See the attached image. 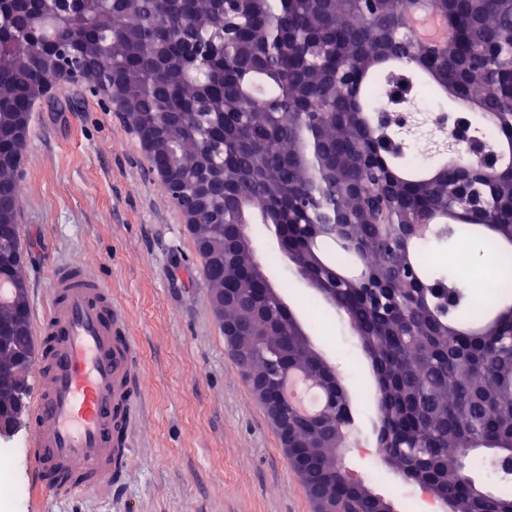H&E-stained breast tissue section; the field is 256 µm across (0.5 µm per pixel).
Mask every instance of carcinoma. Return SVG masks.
Returning <instances> with one entry per match:
<instances>
[{"label":"carcinoma","mask_w":512,"mask_h":512,"mask_svg":"<svg viewBox=\"0 0 512 512\" xmlns=\"http://www.w3.org/2000/svg\"><path fill=\"white\" fill-rule=\"evenodd\" d=\"M444 37L420 45L409 25L413 0H35L18 25L0 4V100L20 109L23 92L69 79L39 69L41 43L65 45L81 60L88 86L112 81L139 113L135 133L157 165L179 180L221 169L224 223L204 217L207 284L252 290L249 234L235 224L280 229L297 271L317 288L336 289L367 351L377 385L376 440L385 461L433 485L460 512H512V498L466 487L460 461L477 449L512 448V0H435ZM468 107L473 141L497 159L489 173L461 152L425 164L395 141L382 110L441 95ZM464 168L479 182L488 214L452 200L450 176ZM16 171L0 162V203L16 204ZM459 238L501 262L493 309L471 317L481 282L438 272L421 241ZM255 367L319 375L335 397L324 438L288 423V462L316 508L381 512L362 482L326 484L346 447L352 400L339 377L288 311L278 317L252 299Z\"/></svg>","instance_id":"carcinoma-1"}]
</instances>
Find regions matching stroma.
<instances>
[{"instance_id": "35a3bbf8", "label": "stroma", "mask_w": 512, "mask_h": 512, "mask_svg": "<svg viewBox=\"0 0 512 512\" xmlns=\"http://www.w3.org/2000/svg\"><path fill=\"white\" fill-rule=\"evenodd\" d=\"M19 181L31 321L44 312L58 265L97 270L137 344L142 405L122 478L62 503L35 484L20 425L11 512H316L225 342L196 237L121 114L84 84H68L34 107ZM252 248L354 401L343 472L367 481L395 512H442L426 487L372 454L376 388L346 316L295 274L269 234H253ZM311 305L321 324L309 322Z\"/></svg>"}]
</instances>
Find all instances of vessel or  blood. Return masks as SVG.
Here are the masks:
<instances>
[{"mask_svg":"<svg viewBox=\"0 0 512 512\" xmlns=\"http://www.w3.org/2000/svg\"><path fill=\"white\" fill-rule=\"evenodd\" d=\"M35 334L43 387L32 402L28 456L40 489L70 498L111 481L130 460L137 346L110 286L80 263L53 270Z\"/></svg>","mask_w":512,"mask_h":512,"instance_id":"1","label":"vessel or blood"}]
</instances>
